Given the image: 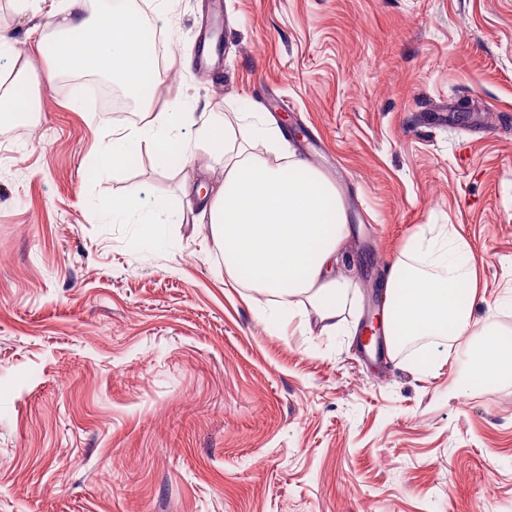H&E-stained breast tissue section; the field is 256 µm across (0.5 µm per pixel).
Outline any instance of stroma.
Returning <instances> with one entry per match:
<instances>
[{
  "mask_svg": "<svg viewBox=\"0 0 512 512\" xmlns=\"http://www.w3.org/2000/svg\"><path fill=\"white\" fill-rule=\"evenodd\" d=\"M65 0H0L12 69ZM164 28L151 109L269 112L340 193L359 302L426 224L512 331V0H130ZM0 126V512H512V382L458 390L461 342L382 364L313 310L287 328L224 275L191 202L208 154L99 163L115 122L62 79ZM136 196L138 219L113 220ZM161 220L144 237L142 220Z\"/></svg>",
  "mask_w": 512,
  "mask_h": 512,
  "instance_id": "obj_1",
  "label": "stroma"
}]
</instances>
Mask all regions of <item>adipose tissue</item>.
<instances>
[{
  "label": "adipose tissue",
  "instance_id": "obj_1",
  "mask_svg": "<svg viewBox=\"0 0 512 512\" xmlns=\"http://www.w3.org/2000/svg\"><path fill=\"white\" fill-rule=\"evenodd\" d=\"M36 50L50 70L23 67L0 87V117L25 122L31 90L68 71L119 76L143 105L152 102L145 93L150 45L135 12L119 8L92 17L86 0H67L46 23ZM183 125L194 127L193 140L168 137V129ZM111 135L100 156L105 168L125 165L143 143L160 159L181 163L203 151L221 163L224 181L205 210L225 275L266 298L273 307L269 323L290 321L309 307L323 330L343 328L344 312L357 300L355 282L338 270L349 234L344 208L335 187L305 161L273 164L253 153L256 138L277 144V128L258 118L232 124L176 103ZM472 275L466 245L453 231L422 226L382 283L383 329L395 352L424 337L467 338L462 381L490 388L512 380V338L491 321L473 335Z\"/></svg>",
  "mask_w": 512,
  "mask_h": 512
}]
</instances>
